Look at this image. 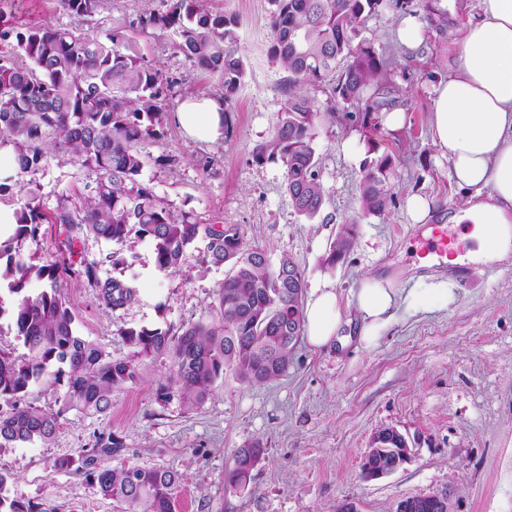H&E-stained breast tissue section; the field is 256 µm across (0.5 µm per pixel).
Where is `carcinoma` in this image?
<instances>
[{
	"label": "carcinoma",
	"mask_w": 512,
	"mask_h": 512,
	"mask_svg": "<svg viewBox=\"0 0 512 512\" xmlns=\"http://www.w3.org/2000/svg\"><path fill=\"white\" fill-rule=\"evenodd\" d=\"M104 0H61L63 8L90 16ZM165 9L141 19L143 26L173 29L178 49L201 69L217 73L224 82V98L232 96L244 77L237 48L238 18L206 8L204 0H164ZM272 38L269 56L289 73L288 86L320 84L342 67L333 93L355 105L369 88L371 103L363 112L349 113L365 128L374 114L392 106L381 99L374 84L383 60L371 43L358 40L369 17L382 0H270ZM16 51L0 52V143L16 151V172L37 173L45 151L46 132L55 135L53 150L98 172L95 193L81 209L56 213L68 242L84 234L126 247L112 256L113 265L134 257L135 243L150 239L156 267L168 271L186 259L197 241L205 244L208 262L225 268L211 315L174 336L161 329L128 328L123 335L139 352L167 354L173 373L160 391L176 384L190 407L203 405L215 383L230 372L241 383L261 385L282 376L291 363L297 337L304 327V272L289 257L270 263L264 250L250 247L240 228L226 224H197L178 217L140 180L142 159L136 145L157 134L166 112L162 106L164 79L148 65L136 40L112 28L109 42L63 27H32L15 33ZM23 56L25 64L18 61ZM317 111L296 93L284 103L271 139L254 150L255 162L279 161L285 190L295 211L315 217L324 200L320 162L312 130ZM389 158L364 170L361 205L365 213L381 212L387 201L385 173ZM14 233L0 241V283L10 298L0 296V320L23 338L27 353L14 358L0 351V401L28 391L55 362L69 366L68 388L55 411L0 409V448L19 443L46 442L60 419L72 410L101 414L112 404V392L138 377L131 362L114 361L99 344L80 336L75 314L59 288L65 275H83L96 288L97 298L113 311L130 305L136 289L115 277L100 278L93 264L78 270L70 261L35 264L22 259L24 244L36 240L43 213L35 199L16 211ZM353 244V228L346 224L329 247L333 266ZM34 282L46 284L37 294ZM122 442L112 434L96 437L85 449L81 467L85 480L105 497L122 505V512H173V490L179 474L146 466L101 467L98 460L117 453ZM264 454L258 441L234 454L225 483L235 490L249 486L252 470ZM0 512H57L11 496L0 475Z\"/></svg>",
	"instance_id": "carcinoma-1"
}]
</instances>
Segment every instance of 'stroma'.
<instances>
[{
    "mask_svg": "<svg viewBox=\"0 0 512 512\" xmlns=\"http://www.w3.org/2000/svg\"><path fill=\"white\" fill-rule=\"evenodd\" d=\"M206 6L240 21L245 76L229 98L219 75L200 70L178 50L175 32L141 27V17L161 10V0H106L91 16L66 12L60 0H0V13L18 31L53 25L103 42L113 24L124 23L147 63L172 83L167 112L189 95L225 98L227 124L212 141L191 139L172 120L160 135L144 138L137 146L141 179L175 215L238 226L247 245L263 248L271 263L290 257L304 271L306 296L335 288L343 312L339 338L320 348L299 339L287 372L263 385L225 375L199 407H188L178 389L160 394L171 359L137 354L124 329L179 334L210 313L224 270L207 263L199 248L190 249L178 269L158 270L147 239L118 268L110 261L115 243L87 235L67 247L53 217L79 209L98 175L46 152L33 182L1 194L0 206L16 211L32 197L40 204L45 219L36 241L25 245L26 260L42 264L71 252L96 264L101 277L135 286L134 301L113 311L86 279L60 282L79 334L113 359L138 365L139 376L113 392L105 413L73 410L50 441L0 448V474L10 494L59 512H120L76 469L58 467L64 458L79 461L96 436L110 433L124 449L102 458L103 466L179 472L174 512H336L346 501L359 512H394L400 500L437 492L448 493L450 512H512V259L470 269L465 282L455 283L447 268L424 267L419 227L407 211L411 196H424L431 220L444 224L466 198L430 124L434 88L455 58L460 16L449 12L448 0H384L368 19L363 36L385 59V96L403 115L398 128L382 127L375 143L347 119L348 105L329 84L301 87L318 112L314 147L324 198L319 215L308 220L292 207L282 164L253 159L254 148L273 136L288 98V72L268 55L269 0H206ZM409 17L425 31L413 49L397 36ZM384 156L390 195L381 213H363V169ZM346 224L354 227L353 245L336 266H327L329 246ZM373 276L413 292L427 307L401 314L368 345L350 302L363 279ZM66 390L67 374L56 363L16 404L54 410ZM382 428L403 434L411 455L395 473L368 480L362 457ZM254 440L265 453L250 485L232 489L224 471L235 451Z\"/></svg>",
    "mask_w": 512,
    "mask_h": 512,
    "instance_id": "stroma-1",
    "label": "stroma"
}]
</instances>
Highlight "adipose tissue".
<instances>
[{
  "label": "adipose tissue",
  "instance_id": "ef3b65f1",
  "mask_svg": "<svg viewBox=\"0 0 512 512\" xmlns=\"http://www.w3.org/2000/svg\"><path fill=\"white\" fill-rule=\"evenodd\" d=\"M472 6L477 15L458 30L455 64L434 90L431 127L456 185L468 192L451 220L473 226L470 259L504 261L512 256V0L456 4L462 12ZM174 119L191 138L212 140L224 126V102L186 96ZM401 303L398 289L366 279L354 297L361 340L371 342ZM341 321L335 289H319L304 310L308 343H330Z\"/></svg>",
  "mask_w": 512,
  "mask_h": 512
}]
</instances>
